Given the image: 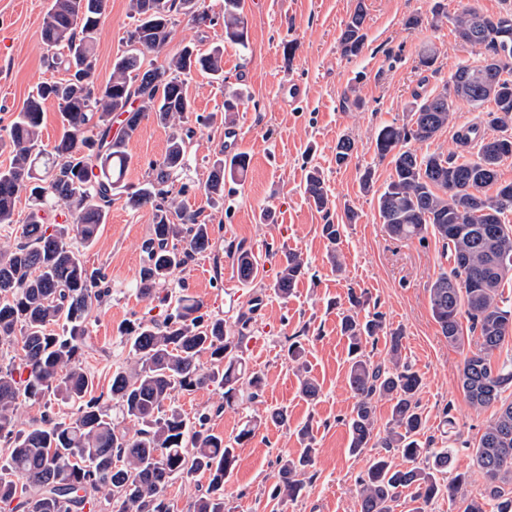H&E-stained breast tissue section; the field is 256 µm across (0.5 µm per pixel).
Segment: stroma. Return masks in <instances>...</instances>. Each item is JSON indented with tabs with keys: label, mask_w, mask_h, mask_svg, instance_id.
Masks as SVG:
<instances>
[{
	"label": "stroma",
	"mask_w": 512,
	"mask_h": 512,
	"mask_svg": "<svg viewBox=\"0 0 512 512\" xmlns=\"http://www.w3.org/2000/svg\"><path fill=\"white\" fill-rule=\"evenodd\" d=\"M367 7V39L362 52L344 56L339 38L357 2ZM447 18L433 20V0H244L249 46L224 40V0H206L214 17L198 26L179 17L166 47L175 53L184 45L209 50L224 48V79L217 82L196 74L187 83L196 115L208 117L205 125L194 119L187 125L195 134L189 144V166L173 179L172 191L188 209H203L213 226L210 252L169 278L172 290H185L204 301L209 311L223 318L227 333L237 331V319L250 309L253 298L262 304L255 314L243 356L250 369L263 374L265 386L258 401L225 409L211 421L214 432L232 439L254 416L263 421L254 437L236 448V467L224 484L226 512H356L358 478L381 453L377 442L354 454L344 424L355 398L348 384L347 341L340 320L350 291L365 292L370 304L382 312L388 328L404 334L403 354L422 378L418 395L426 419V434L436 441H452L456 463L468 466L472 449L493 415L477 410L465 399L460 373L467 349L448 344L431 312L430 288L449 264L442 245L434 238L397 240L389 236L378 214L376 191L392 174L388 161L375 153L378 126L409 121L414 94L442 89L458 64H479V49L459 42L451 16L476 6L495 15L512 8V0H442ZM51 0H0V129L22 107L32 89L53 78L41 41L43 19ZM129 0H109L108 17L96 40L97 74L107 80L113 58L124 45L131 24ZM421 15L420 26L405 25L408 16ZM295 44L287 56L286 44ZM435 46L433 69L417 66L418 53ZM304 86L295 110L283 106L289 83ZM243 91L238 111L225 113L227 88ZM487 115L467 103L454 104L451 124L436 137L419 144L418 152H462L478 157L477 146L459 148L457 128L478 123L486 136L495 128ZM238 134L247 147L250 166L243 178L227 181L222 201L207 205L205 184L216 155L229 134ZM170 131L153 120L143 121L130 142L133 165L127 176L140 187L168 146ZM349 138L355 151L345 165L336 163V144ZM318 168L328 189L329 212L317 211L304 192L311 168ZM372 168L375 192H364L360 177ZM359 218L343 224L337 246L340 264L326 257L328 242L323 224L340 222L345 207ZM153 215L149 209H132L116 201L107 224L101 226L84 259L89 268L107 276L110 296L93 303L90 339L83 365L93 381V395L108 394L113 372L129 367L134 358L120 335L130 320L145 314L161 316L158 302L140 298L134 281L144 262L143 240L149 235ZM242 241L262 256L257 279L238 280L236 265L226 252L229 243ZM302 255L309 272L288 300L270 291L277 260L262 255L265 243ZM305 334L308 375L319 387L315 400L301 392V377L289 363L287 336ZM287 411L288 420L274 423L263 414L271 408ZM310 426L315 450L311 472L301 496L275 506L270 493L275 482L277 457L298 454V431Z\"/></svg>",
	"instance_id": "1"
}]
</instances>
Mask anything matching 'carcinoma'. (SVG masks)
Instances as JSON below:
<instances>
[{"label":"carcinoma","instance_id":"carcinoma-1","mask_svg":"<svg viewBox=\"0 0 512 512\" xmlns=\"http://www.w3.org/2000/svg\"><path fill=\"white\" fill-rule=\"evenodd\" d=\"M107 0H52L41 39L47 64L64 77L42 81L8 127L0 143L12 161L0 168V225L15 224L16 201L28 194L29 212L14 246L0 252V344H20V353L0 362V442L8 448L0 466V509L9 512H83L102 506L108 492L112 512H177L168 488L178 478L208 474L206 490L187 512H224V479L235 468V446L255 435L248 421L234 438L224 440L210 426L223 407L260 397L263 378L248 372L238 355L254 317H238L237 335L224 333V319L204 310L202 301L163 288L173 271L186 267L212 247L211 225L202 212L189 211L171 197V176L188 162L186 141L194 130L183 127L194 111L186 84L199 71L224 80V48L202 52L188 44L160 65L144 66L148 56L166 50L177 16L196 24L213 22L204 0H129L134 24L124 37L126 50L112 61L106 83L98 82L95 43L106 18ZM367 12L358 2L339 39L342 53L356 57L366 38ZM454 32L466 45L483 50L478 66L460 65L436 93L415 96L408 123L381 125L375 152L390 159L393 172L378 194V213L398 239L442 243L453 262L430 288L432 316L448 343L464 344L461 317L478 338L463 363L460 382L476 409L495 407L492 419L472 451L484 488L479 496L458 498L470 470L455 465L457 449L436 447L424 437L417 402L422 380L402 358L403 333L389 331L388 359L367 354L386 332L379 311L359 317L364 295L348 293L350 308L341 322L348 340L349 384L357 402L346 425L350 450L360 452L374 437L375 408L387 401L391 418L383 448L400 453L376 458L358 480L359 512H393L394 503L412 490V512H429L435 499L448 496L458 512H512V357L493 363L494 352L512 338V300L503 282L512 276V182H502L499 168L512 159V10L495 17L470 7L453 18ZM224 38L244 47L248 22L242 0H224ZM489 109V124L501 134L487 137L470 127L456 143L479 145L478 160L453 154H419L411 143L432 140L453 120L455 100ZM58 105L61 130L54 145L42 144L43 105ZM122 117L112 133V116ZM152 118L172 129L165 155L146 182L127 192L126 173L133 162L128 150L143 120ZM245 154L219 155L206 183L210 201L224 197V182L244 174ZM127 193L126 205L153 214L151 235L137 293L166 307L163 320L145 316L125 325L123 343L136 356L129 368L112 374L110 393L115 415L101 397L91 395L92 379L81 356L89 336L92 300L108 295L103 276L82 260L81 248L95 240L106 223L114 197ZM305 193L314 206L329 210L324 180L312 170ZM64 204L65 220L57 221ZM240 280L259 275L252 249H234ZM301 254L286 251L271 288L288 300L305 275ZM209 355L210 366L201 363ZM222 390L224 405L189 420L172 404L176 390ZM52 397L75 407L68 420L46 415L41 424L17 428L21 402ZM305 446L277 460L271 499H297L313 465L312 436L300 430Z\"/></svg>","mask_w":512,"mask_h":512}]
</instances>
